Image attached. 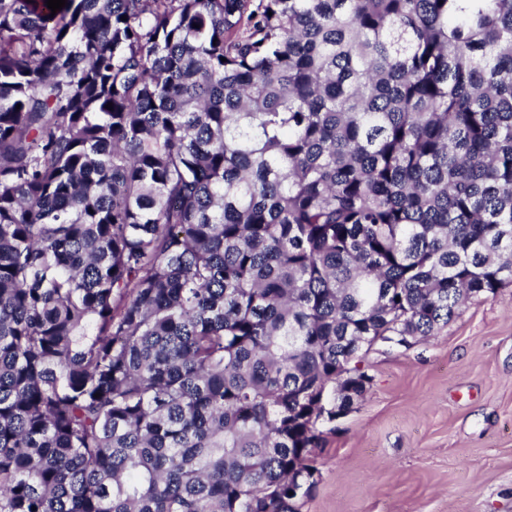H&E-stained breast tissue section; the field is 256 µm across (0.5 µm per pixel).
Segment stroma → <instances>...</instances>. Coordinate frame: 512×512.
Segmentation results:
<instances>
[{"label":"stroma","mask_w":512,"mask_h":512,"mask_svg":"<svg viewBox=\"0 0 512 512\" xmlns=\"http://www.w3.org/2000/svg\"><path fill=\"white\" fill-rule=\"evenodd\" d=\"M365 365L301 512H512V286Z\"/></svg>","instance_id":"35a3bbf8"}]
</instances>
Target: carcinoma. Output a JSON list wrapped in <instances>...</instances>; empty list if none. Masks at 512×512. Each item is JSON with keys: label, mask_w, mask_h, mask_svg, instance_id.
Here are the masks:
<instances>
[{"label": "carcinoma", "mask_w": 512, "mask_h": 512, "mask_svg": "<svg viewBox=\"0 0 512 512\" xmlns=\"http://www.w3.org/2000/svg\"><path fill=\"white\" fill-rule=\"evenodd\" d=\"M511 285L512 0H0V512H299Z\"/></svg>", "instance_id": "obj_1"}]
</instances>
